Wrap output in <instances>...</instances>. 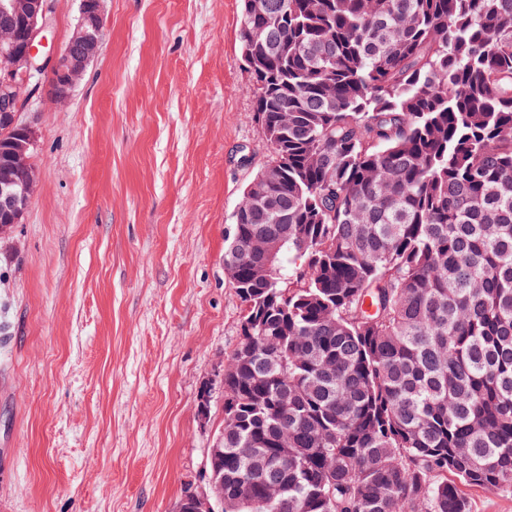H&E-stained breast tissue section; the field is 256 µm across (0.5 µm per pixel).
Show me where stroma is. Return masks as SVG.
<instances>
[{
  "label": "stroma",
  "instance_id": "1",
  "mask_svg": "<svg viewBox=\"0 0 512 512\" xmlns=\"http://www.w3.org/2000/svg\"><path fill=\"white\" fill-rule=\"evenodd\" d=\"M241 10L104 0L68 103L30 82L38 183L0 238V512H175L202 483L241 316L224 236L269 152Z\"/></svg>",
  "mask_w": 512,
  "mask_h": 512
}]
</instances>
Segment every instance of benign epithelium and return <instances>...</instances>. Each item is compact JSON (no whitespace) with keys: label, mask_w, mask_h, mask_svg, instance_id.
I'll return each instance as SVG.
<instances>
[{"label":"benign epithelium","mask_w":512,"mask_h":512,"mask_svg":"<svg viewBox=\"0 0 512 512\" xmlns=\"http://www.w3.org/2000/svg\"><path fill=\"white\" fill-rule=\"evenodd\" d=\"M52 0H0V131L15 134L9 150L10 167L24 173L20 181L0 180V235L11 231L25 214L36 189L32 164L34 127L21 120L30 78L50 69L49 96L66 102L98 54L102 39L103 0H81V18L63 49L45 65L39 48L47 44ZM191 512H224V484L210 481L194 493Z\"/></svg>","instance_id":"1"}]
</instances>
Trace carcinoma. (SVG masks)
<instances>
[{"instance_id":"carcinoma-1","label":"carcinoma","mask_w":512,"mask_h":512,"mask_svg":"<svg viewBox=\"0 0 512 512\" xmlns=\"http://www.w3.org/2000/svg\"><path fill=\"white\" fill-rule=\"evenodd\" d=\"M239 39L271 150L225 237L224 512L512 491V0H243Z\"/></svg>"}]
</instances>
